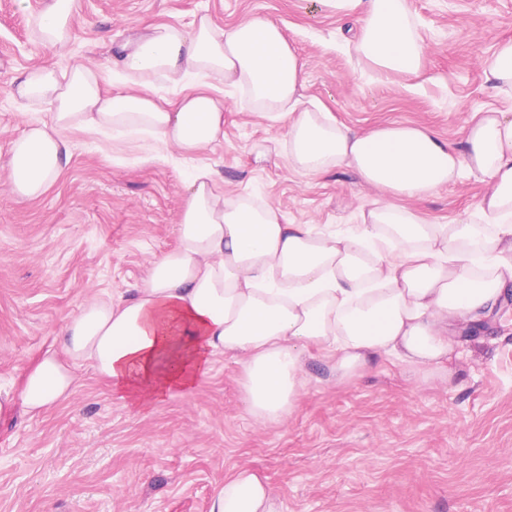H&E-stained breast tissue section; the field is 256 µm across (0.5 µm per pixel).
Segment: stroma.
Wrapping results in <instances>:
<instances>
[{
  "instance_id": "stroma-1",
  "label": "stroma",
  "mask_w": 512,
  "mask_h": 512,
  "mask_svg": "<svg viewBox=\"0 0 512 512\" xmlns=\"http://www.w3.org/2000/svg\"><path fill=\"white\" fill-rule=\"evenodd\" d=\"M46 0H0V392H17L58 323L92 292L126 294L176 244L194 167L220 175L225 197H252L294 224H355L382 201L349 168L301 174L284 153L286 128L223 97L224 137L172 160L151 139L72 130L69 165L46 194L9 189L10 140L30 118L13 81L42 61L102 67L146 24L220 28L263 17L280 25L303 64V102L325 105L355 130L403 124L461 146L471 113L512 112L489 78L512 39V0H408L425 49L413 75L368 76L353 49L355 17L321 0H80L57 52L33 34ZM485 184L465 176L409 200L423 218L472 219ZM453 380L389 358L337 378L309 361L287 418L256 423L243 366L213 361L191 393L128 408L90 368L70 400L36 417L0 418V512H209L235 467L265 478L281 512H512V290L494 317L461 328Z\"/></svg>"
}]
</instances>
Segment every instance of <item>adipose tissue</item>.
Segmentation results:
<instances>
[{"instance_id": "adipose-tissue-1", "label": "adipose tissue", "mask_w": 512, "mask_h": 512, "mask_svg": "<svg viewBox=\"0 0 512 512\" xmlns=\"http://www.w3.org/2000/svg\"><path fill=\"white\" fill-rule=\"evenodd\" d=\"M356 16L354 49L378 76L418 73L424 49L407 0H324ZM79 0H47L38 40L70 41ZM115 91H107L105 82ZM303 66L281 28L253 18L230 29L201 16L190 27L151 24L126 45L111 76L78 62L36 64L15 81L28 112H47L9 144L10 190L41 197L68 165V131L147 132L157 152L187 155L224 136L214 84L243 93L244 109L286 123L288 162L313 174L354 169L391 200L341 229L293 224L277 207L228 199L217 172L196 169L176 226L177 245L153 258L129 295L97 294L59 324L52 347L26 372L16 399L35 416L67 401L90 364L113 396L134 407L190 393L217 355L239 358L244 400L259 423L290 414L311 352L337 376L394 358L452 375L456 327L489 316L512 286V113H473L462 148L435 131L390 125L362 133L326 108L299 110ZM176 90L157 97L158 85ZM482 177L479 221L429 223L403 206L454 182ZM210 512H279L250 467L215 488Z\"/></svg>"}]
</instances>
